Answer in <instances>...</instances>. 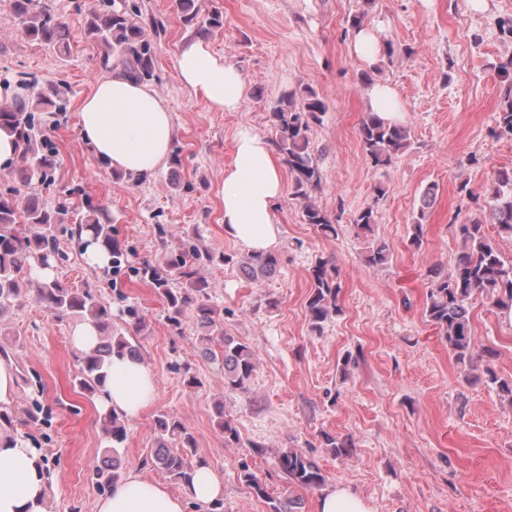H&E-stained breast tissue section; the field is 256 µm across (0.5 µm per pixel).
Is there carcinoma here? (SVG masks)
<instances>
[{
	"label": "carcinoma",
	"instance_id": "obj_1",
	"mask_svg": "<svg viewBox=\"0 0 512 512\" xmlns=\"http://www.w3.org/2000/svg\"><path fill=\"white\" fill-rule=\"evenodd\" d=\"M16 19L26 35L34 40L62 45L68 26L56 16L47 0H13ZM159 28L151 18L144 23L136 0H96L87 18L88 34L105 46L102 65L121 67L131 78L151 81L155 77V47L147 25ZM505 86L504 102L496 113L491 134L498 139L512 140V57L496 65ZM10 102L0 103V129L16 137L18 155L13 171L18 184L28 187L35 182L52 181L57 166L55 152L44 147L33 112L38 106L63 110L68 89L58 85L45 92L32 79L17 81ZM326 112L324 100L310 87L301 91H285L268 112V122L275 134L274 145L288 166L293 178L294 195L302 202V217L326 237L337 236L330 216L316 203L315 195L322 189V177L310 133ZM359 140L365 161L376 169L391 166L411 144V132L403 122L388 123L377 113L367 112L359 126ZM438 187L427 186L420 205L413 215L410 244L421 247L424 225L429 209L435 203ZM385 192L377 188L374 204L358 210L351 219L357 234H373L377 209L375 204ZM483 213L462 224L454 225L460 249L453 267L448 271L430 269V289L424 315L447 344L457 363L471 359L474 345L472 329L473 304L485 299L492 306L512 309V259L507 260L485 226L494 224L502 234L512 236V167L500 168L491 182L482 189ZM87 247V232L111 257V264L121 262V252L112 238V220L102 205H87L84 212L72 213L65 203L50 209L35 193L20 195L19 190L0 193V313L33 298L57 319L88 320L98 330V343L89 352L78 355L77 384L81 393L95 395L104 384L112 362V354L140 356L138 346L124 335L112 334V310L88 284H62L57 278L41 279L36 266H47L60 256L58 232ZM392 251L386 241L375 239L366 255L371 266H386ZM236 266L246 278L260 282L271 276L278 266L273 252H245L215 255L204 248L199 234L181 239L177 251L160 264L144 265L141 279L148 282L165 303V318L175 331H182L187 318L194 325V344L209 359L221 364L224 381L232 391H245L254 373V354L250 347L233 336L224 334L221 312L211 305L210 286L201 268L214 262ZM313 292L307 308L316 330L332 316L340 313L341 292L338 269L327 260L318 261L311 270ZM487 382L512 400V377L498 376L491 368L484 370ZM216 426L224 432V441L239 445L240 437L231 420L224 414V403L215 405ZM103 431L112 442L120 444L126 437L124 422L106 414L101 417ZM155 447L143 464L163 471L183 489L191 486L194 471L205 464L197 456L195 437L173 415L161 414L155 420ZM278 468L288 486L316 489L325 482L321 469L306 455L287 450L278 457ZM241 477L257 495L269 499L271 512H294L297 501L285 495L272 498L259 478L244 468ZM94 479L99 489L112 490L119 474L114 469L98 468Z\"/></svg>",
	"mask_w": 512,
	"mask_h": 512
}]
</instances>
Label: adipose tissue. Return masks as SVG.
I'll return each mask as SVG.
<instances>
[{"label": "adipose tissue", "mask_w": 512, "mask_h": 512, "mask_svg": "<svg viewBox=\"0 0 512 512\" xmlns=\"http://www.w3.org/2000/svg\"><path fill=\"white\" fill-rule=\"evenodd\" d=\"M181 82L211 112H235L247 91L243 73L200 39L179 48ZM80 134L99 160L132 177L152 174L167 158L174 137L172 115L152 87L123 69L98 80L79 109ZM283 191L281 169L268 141L248 128L234 139L232 161L224 170V234L255 252L278 241L273 204ZM157 382L142 360L116 355L98 400L101 412L136 418L155 400ZM222 484L208 467L197 469L183 494L138 471L117 482L97 502V512H186L188 501L208 505ZM49 491L41 452L31 438L0 432V512H47Z\"/></svg>", "instance_id": "adipose-tissue-1"}]
</instances>
